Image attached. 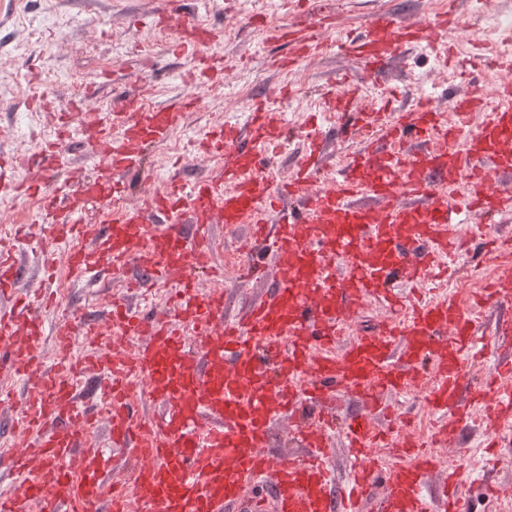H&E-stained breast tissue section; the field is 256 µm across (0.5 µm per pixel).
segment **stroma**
Here are the masks:
<instances>
[{
	"label": "stroma",
	"mask_w": 512,
	"mask_h": 512,
	"mask_svg": "<svg viewBox=\"0 0 512 512\" xmlns=\"http://www.w3.org/2000/svg\"><path fill=\"white\" fill-rule=\"evenodd\" d=\"M164 0H0V158L7 160L36 155L32 137L54 136L63 115L90 105L109 111L116 96L149 86V102L158 105L168 99L190 96L199 102L183 128L167 142L148 146L146 172L132 181L125 193L115 196L111 209L87 202L83 223L106 224L134 204L141 188L163 189L170 177L191 183L216 173L219 161L199 153L196 142L208 131L224 125L246 126L254 98L267 97L270 107L298 134L285 151L267 159L276 182H286L301 161L306 141L300 130L309 116H316L318 135L323 137L326 157L317 181L330 184L336 172L358 148L354 137L344 135L336 119L325 112L324 89L342 88L347 80L359 86L358 105L379 106L389 99L396 107H411L421 95H432L440 110L453 99L472 92L492 95L498 88L493 65L495 50L501 46L502 25L494 16L512 19V0H182L179 15L215 26L223 32L218 47L224 57L219 83L191 84L184 73L188 58L174 54L172 32L151 26L152 15ZM454 12L458 25L448 43L456 56L470 59L467 70L441 66L429 50L409 51L386 72L369 76L355 60L337 55L335 43L348 33L360 32L377 14L390 13L410 21H428L445 12ZM330 13L332 28L319 30L322 52L292 69L271 66L273 56L287 53V46L272 41L248 24L250 16L267 18L276 27L302 15ZM119 73L115 85L91 90L98 74ZM63 161L61 175L70 191H80L101 167L82 138L72 137L59 145ZM39 209L35 197L0 196V230L26 224L30 231L15 247L21 257L17 283L20 294L47 292L55 299L46 317L51 326L110 325L113 302L140 303L145 311L162 313L168 289L159 287L148 299L139 301L127 290L138 276L135 266L102 268L84 282H72L66 274L68 248L46 249L43 230L34 224ZM213 261L224 269V288L231 309L243 301L258 298L271 284V277L258 280L239 278L240 266L264 259L263 250H247L248 227L222 224L213 229ZM408 416L411 431L429 444L437 465L436 476L449 466L461 470V489L468 512H487L481 490L482 476L492 482L512 485V460L503 450L512 443V429L501 433L497 448L479 449L484 428L472 423L450 444L433 441V413L421 390L410 389L393 400Z\"/></svg>",
	"instance_id": "obj_1"
}]
</instances>
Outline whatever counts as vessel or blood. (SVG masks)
Listing matches in <instances>:
<instances>
[{"label":"vessel or blood","instance_id":"vessel-or-blood-1","mask_svg":"<svg viewBox=\"0 0 512 512\" xmlns=\"http://www.w3.org/2000/svg\"><path fill=\"white\" fill-rule=\"evenodd\" d=\"M454 23L451 15L422 23L382 13L365 35L339 42L337 50L379 75L412 47L441 52ZM269 31L290 48L280 67L322 50L302 23ZM217 37L193 19L180 22L175 45L190 57L187 81L222 71V60L205 51ZM325 97L347 134L361 136L335 186L314 183L323 164L315 139L288 184L274 183L262 168L263 152L282 150L291 132L259 100L247 132L227 125L201 142V151L221 158L219 174L189 188L172 179L105 228L82 223L83 201L108 199L121 178L142 173L147 146L165 142L197 104L178 97L149 107L133 93L100 119L90 148L102 161V181L86 184L64 207L46 198L36 220L47 227L48 246L68 244L73 280L132 264L140 272L137 294L150 295L163 282L173 300L160 316L113 305L112 334L102 346H75L72 330H58L50 368L39 355L47 331L42 298L0 307V367L29 391L17 427L43 461L37 468L26 450L5 452L15 490L0 497V512H466L457 471L446 473L437 501H430L432 451L405 422L393 432L381 423L394 417L391 398L412 386L424 390L438 417L436 440H453L478 420L488 448L512 423V387L496 378L477 385L466 372L486 353L487 336L512 342V242L467 218L477 210L512 217V190L491 178L512 173V85L502 86L493 106L470 94L448 114L426 98L393 116L385 105L357 107L349 91ZM482 110L486 119L472 126L471 113ZM409 137L423 149L402 148ZM58 169L53 143L41 149L28 178L0 170V194L27 196ZM152 220L159 229L149 228ZM244 223L249 243L269 248L271 265H245L241 278L270 270L274 280L231 315L223 292H201L196 280L223 276L211 261L214 225ZM476 241L501 262L468 310L449 285ZM18 271L14 250L0 249V297L11 293ZM426 281L440 284L433 297L409 296L407 286ZM370 299L390 318L372 334L347 337ZM87 370L108 381L98 410L76 400ZM137 387L158 403L154 417L133 410ZM341 394L356 398L361 411L339 425L333 409ZM100 417L105 448L86 439ZM283 417L293 422L299 453L269 449L271 428ZM336 434L349 452L342 481L332 463ZM115 448L135 462L127 496L108 481ZM378 448L386 449L385 459L375 458Z\"/></svg>","mask_w":512,"mask_h":512}]
</instances>
